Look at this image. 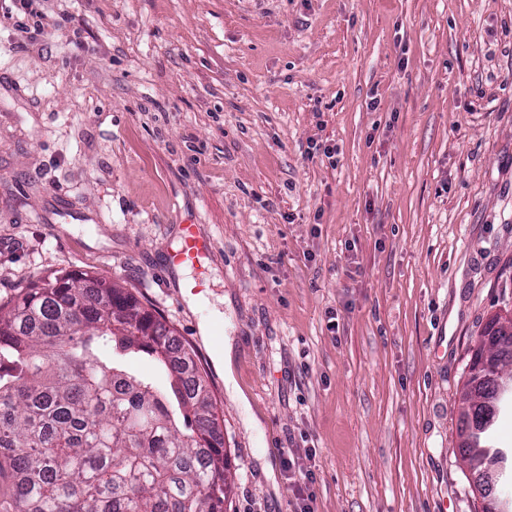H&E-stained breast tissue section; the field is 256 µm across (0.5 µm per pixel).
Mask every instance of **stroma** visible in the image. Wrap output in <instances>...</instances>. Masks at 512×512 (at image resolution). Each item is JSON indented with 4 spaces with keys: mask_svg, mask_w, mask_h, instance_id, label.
Masks as SVG:
<instances>
[{
    "mask_svg": "<svg viewBox=\"0 0 512 512\" xmlns=\"http://www.w3.org/2000/svg\"><path fill=\"white\" fill-rule=\"evenodd\" d=\"M35 7L47 27L0 0V303L91 271L173 327L223 417L227 512H293L295 448L316 512H481L455 448L512 309V0ZM184 223L212 241L196 295L165 269ZM217 311L242 404L198 330ZM315 455L316 451L312 448L305 449L303 456L289 450L287 457L283 459V470L295 500L294 512H315V473L311 465L305 463V460L311 461Z\"/></svg>",
    "mask_w": 512,
    "mask_h": 512,
    "instance_id": "obj_1",
    "label": "stroma"
}]
</instances>
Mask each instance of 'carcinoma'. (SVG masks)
Returning a JSON list of instances; mask_svg holds the SVG:
<instances>
[{
    "instance_id": "cac0c4a2",
    "label": "carcinoma",
    "mask_w": 512,
    "mask_h": 512,
    "mask_svg": "<svg viewBox=\"0 0 512 512\" xmlns=\"http://www.w3.org/2000/svg\"><path fill=\"white\" fill-rule=\"evenodd\" d=\"M89 272L59 271L0 304V512H226L216 403L174 330ZM147 359L164 384L128 368ZM460 415L495 448L512 386Z\"/></svg>"
}]
</instances>
